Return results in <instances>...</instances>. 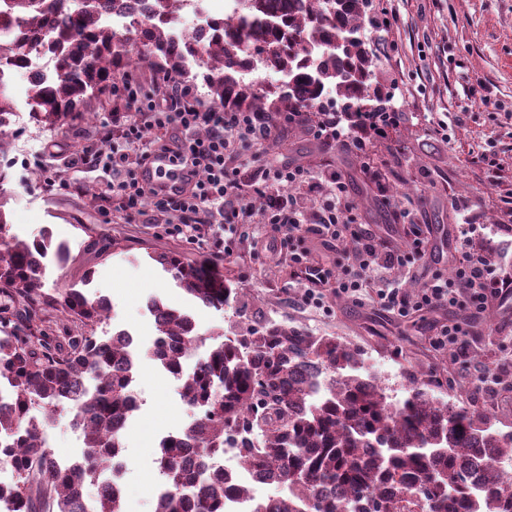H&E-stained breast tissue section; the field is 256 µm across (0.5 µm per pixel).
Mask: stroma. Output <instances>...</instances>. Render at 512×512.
I'll list each match as a JSON object with an SVG mask.
<instances>
[{"label":"stroma","instance_id":"1","mask_svg":"<svg viewBox=\"0 0 512 512\" xmlns=\"http://www.w3.org/2000/svg\"><path fill=\"white\" fill-rule=\"evenodd\" d=\"M377 19L396 15L386 32L366 30L378 53L370 89L388 95L392 111L405 113L399 139L402 150L388 155L386 195H379L361 172V158L348 148L324 149L305 128H286L262 146L259 158L245 155L235 166L303 165L313 174L335 171L356 201L357 224L386 245L411 246L412 223L422 230L425 256L410 267L408 276L424 284L432 276L447 277L454 260L458 217L453 199L473 201L479 221L496 224L503 218L502 198L512 190V0H373ZM15 114L0 128L7 153L0 167V208L11 232L22 238L50 231L54 240L68 244L65 266L52 268L47 287H66L92 274L89 294L107 298L112 313L107 330L132 329L141 347H149L153 321L145 311L151 297L190 310L202 338L216 332L240 333L247 327L273 321L305 330L314 336H333L359 347L365 363L382 366L381 383L392 399H404L412 378L425 381L436 398L470 409H488L497 429L512 431V378L504 379L498 395H488L472 376L512 356V309L496 307L483 327L466 337L464 361L452 362V353L434 347L437 327L461 319L462 311L423 310L402 317L370 304L337 296L326 288L323 305L304 308L297 298L304 276L288 260L280 233L264 224H245L238 230L234 255L215 257L204 242H190L168 234L163 225L142 216L127 220L118 201L106 193L111 172L92 166L72 173L65 188L43 183L46 171L64 169L84 146L112 143V99L89 100L86 109L95 120L77 117L60 126H45L30 118L28 88L14 90ZM499 106L500 118L490 116L482 97ZM449 126L447 137L430 133L429 122ZM500 159L497 182H489L482 157ZM174 252L185 261H215V269L243 294L230 306H192L177 287L172 273L154 260ZM24 336L63 340L80 333V324L48 310L33 319L17 318ZM137 389L145 405L129 421L122 436L125 468L121 475L125 512H153L160 439L179 430L189 418L178 386L148 357H141Z\"/></svg>","mask_w":512,"mask_h":512}]
</instances>
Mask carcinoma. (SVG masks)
Masks as SVG:
<instances>
[{"mask_svg": "<svg viewBox=\"0 0 512 512\" xmlns=\"http://www.w3.org/2000/svg\"><path fill=\"white\" fill-rule=\"evenodd\" d=\"M74 2L72 12L47 0H0L7 21L46 33L44 47L56 59L53 81L28 91L30 117L40 124H64L87 100L109 93L114 75L140 64L199 78L224 111L262 112L273 125L286 112L334 111L325 94L345 99L343 111L354 123L387 108V97L368 87L375 54L364 30L372 0H239V22L216 23L194 70L184 65L195 53L193 41H172L165 26L184 0H154L156 22L134 20L124 29L96 21L109 0ZM255 46L262 63L288 74V83L253 92L242 60ZM26 53L23 42L0 40V68L20 64ZM13 114V98L0 83V127ZM49 253L59 265L68 260L67 247L53 244L47 230L32 240L10 234L0 202V282L24 300L28 318L53 309L90 328L53 347L0 319V461L15 476L0 482V500L11 512H76L77 492L95 485V512H123L121 491L100 484L123 456L117 428L130 418L138 356L121 335H96L110 304L87 294L91 275L80 288L45 287L39 259ZM154 260L199 306L223 307L241 293L177 254ZM149 303L160 343L150 358L180 378L193 415L160 443L155 463L165 491L153 512H224V492L249 494L220 464L241 430L255 432L257 443L242 448L240 468L281 490L253 512H454L456 505L512 512V473L491 465L512 458V433L495 429L490 414L450 408L429 397L422 381L403 400H391L359 349L270 322L219 334L221 341L184 374L178 347L201 341L195 321L159 297ZM57 413L69 416L84 444L81 463L68 469L56 465L44 439Z\"/></svg>", "mask_w": 512, "mask_h": 512, "instance_id": "carcinoma-1", "label": "carcinoma"}]
</instances>
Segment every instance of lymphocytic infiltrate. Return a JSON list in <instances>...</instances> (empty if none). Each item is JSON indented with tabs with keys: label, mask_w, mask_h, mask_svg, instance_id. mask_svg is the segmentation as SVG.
Returning <instances> with one entry per match:
<instances>
[{
	"label": "lymphocytic infiltrate",
	"mask_w": 512,
	"mask_h": 512,
	"mask_svg": "<svg viewBox=\"0 0 512 512\" xmlns=\"http://www.w3.org/2000/svg\"><path fill=\"white\" fill-rule=\"evenodd\" d=\"M164 99L129 80L113 87L133 111L116 112L112 122L119 129L123 148L98 149L96 158L112 170L117 180L112 192L127 218L145 215L146 205L167 214L170 234L192 241L210 242L216 254H233L237 227L253 221L252 194L264 199L263 221L285 233L292 249L289 259L305 273L306 283L298 296L303 307H321L322 286L335 283L336 291L353 299L407 315L412 310L448 306L467 312L463 322L442 326L434 339L436 347L461 349L462 339L473 334L493 303L512 301V239L496 240L485 225L472 218L473 203L454 202L461 222L456 227V268L450 280H435L414 292L378 278L418 263L419 247L403 251L384 246L368 232L353 227L355 203L336 172L313 175L301 165L249 171L229 169V162L254 151L271 139L274 130L258 112H227L196 103V92L176 77L163 78ZM342 112H290L283 120L302 125L326 147L347 143L364 160V172L379 180L381 167L376 144L390 141L401 124L398 112H370L361 124L345 125ZM157 130L150 149H142L145 130ZM174 153L178 177L158 172L145 175L152 155ZM321 236L336 246V262L344 268L341 279L314 263L299 242Z\"/></svg>",
	"instance_id": "obj_1"
}]
</instances>
